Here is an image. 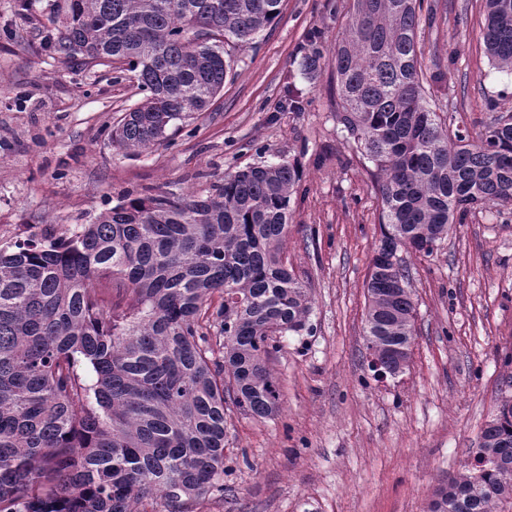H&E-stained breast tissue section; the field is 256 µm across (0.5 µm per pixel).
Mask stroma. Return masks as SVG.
Wrapping results in <instances>:
<instances>
[{
	"mask_svg": "<svg viewBox=\"0 0 512 512\" xmlns=\"http://www.w3.org/2000/svg\"><path fill=\"white\" fill-rule=\"evenodd\" d=\"M430 2L436 21L418 28L427 99L450 126L481 130L492 105L512 108V72L485 50V0ZM352 4L282 0L252 48L226 45L231 69L210 110L135 155L104 135L141 99L134 73L51 54L55 0H0L1 246L48 223H87L129 190L205 195L225 173L281 160L303 173L283 249L311 314L270 358L282 410L229 408L224 490L190 512H425L512 389V207L470 212L432 255L400 250L415 302L410 363L383 381L368 367L365 284L382 203L338 119L329 59L315 77L301 71L311 31L332 51Z\"/></svg>",
	"mask_w": 512,
	"mask_h": 512,
	"instance_id": "obj_1",
	"label": "stroma"
}]
</instances>
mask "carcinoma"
<instances>
[{
	"label": "carcinoma",
	"instance_id": "obj_1",
	"mask_svg": "<svg viewBox=\"0 0 512 512\" xmlns=\"http://www.w3.org/2000/svg\"><path fill=\"white\" fill-rule=\"evenodd\" d=\"M424 0H353L332 71L339 120L372 176L384 224L376 251L434 253L468 212L512 204V109L449 131L427 100L418 45ZM281 0H60L50 48L119 63L144 97L109 133L142 152L208 110L224 89V42L240 49ZM491 65L512 71V0H486ZM314 38L302 70L320 67ZM300 181L286 161L224 174L199 197L127 193L90 224L0 247V512H169L224 492V405L281 412L267 365L277 336L307 329L306 284L283 257ZM374 262L367 349L388 364L415 335L409 288ZM220 297L214 304V297ZM482 484L439 485L428 512H512V408L482 430Z\"/></svg>",
	"mask_w": 512,
	"mask_h": 512
}]
</instances>
